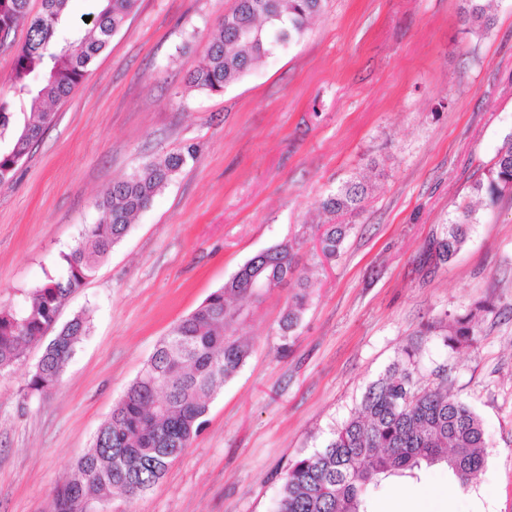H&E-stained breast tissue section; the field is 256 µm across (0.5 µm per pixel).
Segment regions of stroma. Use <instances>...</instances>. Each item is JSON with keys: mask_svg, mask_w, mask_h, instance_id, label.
Segmentation results:
<instances>
[{"mask_svg": "<svg viewBox=\"0 0 512 512\" xmlns=\"http://www.w3.org/2000/svg\"><path fill=\"white\" fill-rule=\"evenodd\" d=\"M233 0H138L53 123L0 186V306L18 305L95 223L112 181L194 148L59 319L90 331L56 388L22 399L43 344L0 376V512H49L98 427L181 317L249 258L295 244L310 296L292 336L290 288L248 304L251 345L189 448L143 496L106 512H272L296 458L325 445L366 387L414 339L424 384L448 370L482 419L486 462L467 488L446 468L392 477L368 512H512V194L480 209L464 247L426 249L512 136V0L462 32L463 0H325L306 35L223 93L188 85ZM371 190L326 260L320 202ZM488 299L478 343L458 352L426 323Z\"/></svg>", "mask_w": 512, "mask_h": 512, "instance_id": "obj_1", "label": "stroma"}]
</instances>
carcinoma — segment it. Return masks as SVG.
<instances>
[{"mask_svg": "<svg viewBox=\"0 0 512 512\" xmlns=\"http://www.w3.org/2000/svg\"><path fill=\"white\" fill-rule=\"evenodd\" d=\"M325 0H233L208 40L188 84L221 93L285 44L300 40ZM459 21L466 33L493 24L495 0H465ZM137 0H97L91 27L73 26L70 0H42L31 14L28 0H0V28L26 24L10 76L13 94L24 101L21 112L0 97V184L12 180L52 121L47 103L67 99L90 65L132 13ZM194 156L193 148L149 161L126 178L112 182L99 196L97 223L87 226L81 242L62 255L63 269L32 288L18 309L0 308V373L11 370L25 349L51 336L21 395L44 396L59 383L75 348L89 330L79 314L58 325L68 296L93 276L100 262L129 232L132 224ZM369 186L352 181L321 202L332 216L362 208ZM512 193V137L498 149L483 179L472 187V202L457 210L442 235L432 239L429 258L451 260L465 244L477 211ZM347 224H319L325 258H336ZM259 285L295 283L291 302L279 322L291 334L308 299V279L294 260L293 246L282 243L248 259L224 286L179 319L164 336L140 374L127 386L89 448L74 463L75 476L54 490L50 512H85L112 493L147 492L171 462L191 445L206 423L218 388L244 366L250 347L236 336L234 319L241 303L261 298ZM494 312L480 301L448 315L442 335L453 352L477 342L481 323ZM419 351L407 346L385 375L372 382L357 411L334 431L325 446L288 468L275 512H364V493L391 476L413 475L422 465L444 464L458 485L467 486L485 465L488 434L467 403L448 387V372L437 370V384L418 386Z\"/></svg>", "mask_w": 512, "mask_h": 512, "instance_id": "1", "label": "carcinoma"}]
</instances>
